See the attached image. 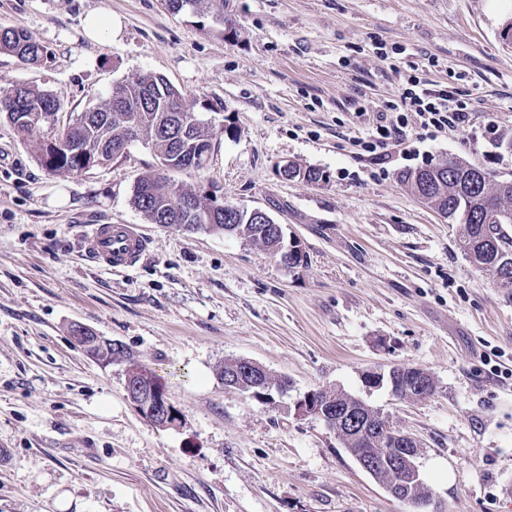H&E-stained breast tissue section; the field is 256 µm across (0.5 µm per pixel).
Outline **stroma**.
<instances>
[{
	"mask_svg": "<svg viewBox=\"0 0 512 512\" xmlns=\"http://www.w3.org/2000/svg\"><path fill=\"white\" fill-rule=\"evenodd\" d=\"M112 16L90 41L88 12ZM0 27L45 47L0 53V88L33 85L60 118L133 74L161 75L227 127L188 186L265 210L304 260L288 266L239 237L148 223L137 181L158 173L142 143L83 173L45 170L39 140L0 120V512H418L393 498L294 403L341 389L422 443L432 512H512V298L458 246V226L400 182L448 158L512 179V0H224V27L163 0H0ZM468 102L461 127L401 145L355 146L394 119L401 77ZM323 171L311 184L279 165ZM93 224L148 241L133 268L84 250ZM83 325L153 369L180 427L163 429L72 337ZM287 378L276 405L225 388L230 359ZM397 365L435 395L366 386ZM0 52L15 56L23 64H38L46 54L28 33L19 28H0Z\"/></svg>",
	"mask_w": 512,
	"mask_h": 512,
	"instance_id": "35a3bbf8",
	"label": "stroma"
}]
</instances>
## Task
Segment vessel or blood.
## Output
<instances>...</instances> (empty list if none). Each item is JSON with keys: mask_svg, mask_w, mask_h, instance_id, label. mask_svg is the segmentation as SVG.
Here are the masks:
<instances>
[{"mask_svg": "<svg viewBox=\"0 0 512 512\" xmlns=\"http://www.w3.org/2000/svg\"><path fill=\"white\" fill-rule=\"evenodd\" d=\"M86 253L100 266L128 269L136 265L147 249L146 239L128 224H96L84 240Z\"/></svg>", "mask_w": 512, "mask_h": 512, "instance_id": "vessel-or-blood-1", "label": "vessel or blood"}]
</instances>
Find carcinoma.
Listing matches in <instances>:
<instances>
[{
	"instance_id": "1",
	"label": "carcinoma",
	"mask_w": 512,
	"mask_h": 512,
	"mask_svg": "<svg viewBox=\"0 0 512 512\" xmlns=\"http://www.w3.org/2000/svg\"><path fill=\"white\" fill-rule=\"evenodd\" d=\"M174 12L190 10L206 16L217 25H224V0H165ZM0 52L15 56L23 64H38L46 54L28 33L19 28H0ZM59 101L49 92L27 84L0 89V115H5L17 136L26 141L34 135L43 138L38 159L49 171L85 172L98 166L97 160L117 158V151L128 146L130 132L137 131L138 140L151 148L158 161L171 172L200 170L192 163L195 149L207 146L214 135L205 125L183 127L179 116L195 111L181 93L160 75H139L122 81L98 105L89 108L69 124L60 127L56 115ZM411 190L440 212L459 224L460 249L470 261L483 270L493 272L497 287L512 295V278L504 279V268L512 269V179L493 181L484 169L467 161L450 158L438 164L407 170L401 175ZM194 198L199 210L207 211L208 201L196 196V190L168 176H144L137 182L133 203L150 224L167 227L179 224L188 229L197 225L188 221L181 200ZM203 227L225 236L245 238L262 244L284 263L295 266L303 256L288 254L282 249L272 222L249 217L238 207L228 205L212 214ZM96 360L110 364L120 351L108 342L88 349ZM241 369L240 360L224 363L219 375L236 376L231 388L252 395L256 381ZM331 406L342 408L352 404L362 415L374 413L342 390H329ZM337 437L346 448H362L370 456L393 454L400 445L383 444L377 440H357L354 432L345 429ZM431 497L426 483L413 491H395L394 498L407 503L424 502Z\"/></svg>"
}]
</instances>
